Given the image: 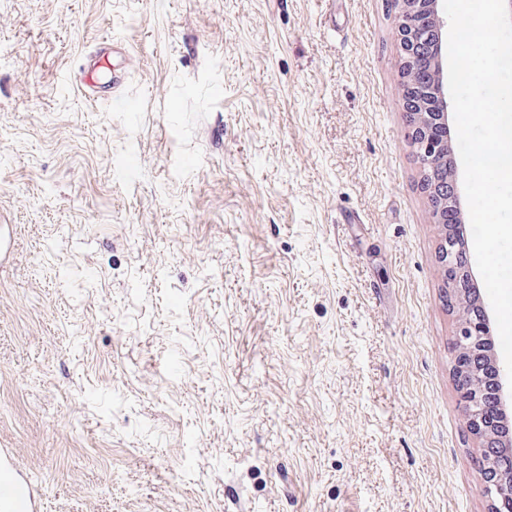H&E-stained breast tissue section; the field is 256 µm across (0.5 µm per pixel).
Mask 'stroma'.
<instances>
[{
	"instance_id": "obj_1",
	"label": "stroma",
	"mask_w": 512,
	"mask_h": 512,
	"mask_svg": "<svg viewBox=\"0 0 512 512\" xmlns=\"http://www.w3.org/2000/svg\"><path fill=\"white\" fill-rule=\"evenodd\" d=\"M399 62L395 0H0V448L38 512H492ZM111 58L109 55L97 53L86 57L80 64L82 74L80 86L84 93L96 95L98 93L97 81L101 73L110 71Z\"/></svg>"
}]
</instances>
